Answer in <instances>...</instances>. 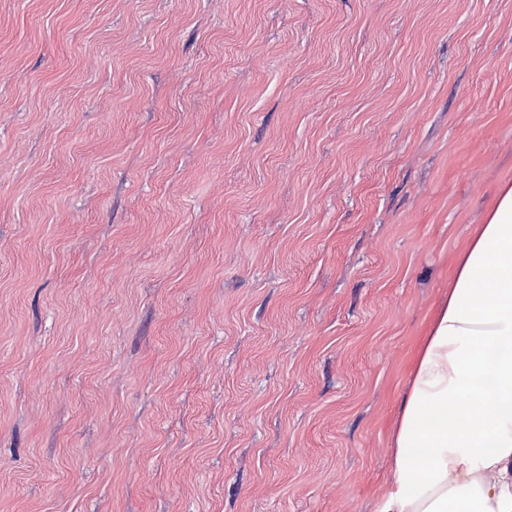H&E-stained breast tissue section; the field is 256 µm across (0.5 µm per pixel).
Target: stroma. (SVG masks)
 <instances>
[{
	"label": "stroma",
	"instance_id": "obj_1",
	"mask_svg": "<svg viewBox=\"0 0 512 512\" xmlns=\"http://www.w3.org/2000/svg\"><path fill=\"white\" fill-rule=\"evenodd\" d=\"M512 186V0H0V512H372Z\"/></svg>",
	"mask_w": 512,
	"mask_h": 512
}]
</instances>
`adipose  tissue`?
<instances>
[{"label":"adipose tissue","instance_id":"adipose-tissue-1","mask_svg":"<svg viewBox=\"0 0 512 512\" xmlns=\"http://www.w3.org/2000/svg\"><path fill=\"white\" fill-rule=\"evenodd\" d=\"M411 378L373 512H512V186L458 255Z\"/></svg>","mask_w":512,"mask_h":512}]
</instances>
